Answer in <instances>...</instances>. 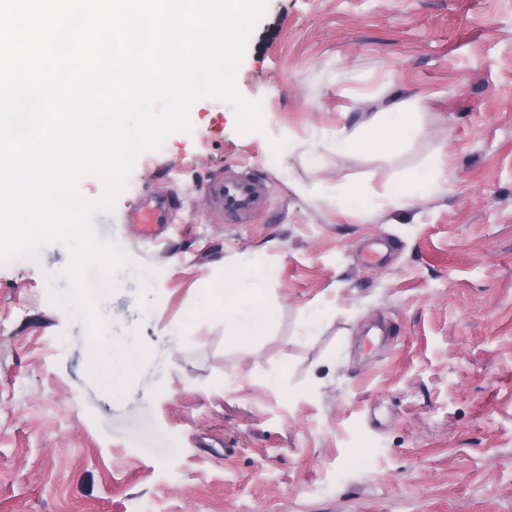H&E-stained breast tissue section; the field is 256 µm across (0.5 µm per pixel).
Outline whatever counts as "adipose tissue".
Wrapping results in <instances>:
<instances>
[{"label":"adipose tissue","instance_id":"ef3b65f1","mask_svg":"<svg viewBox=\"0 0 512 512\" xmlns=\"http://www.w3.org/2000/svg\"><path fill=\"white\" fill-rule=\"evenodd\" d=\"M417 131L412 113L398 109L387 113L376 136L361 138L354 134L340 135L336 138V148L340 151H388L392 149L396 137L410 138ZM242 277L241 271H229L221 285L204 295L201 308L208 315L223 318L232 340L249 345L260 339L268 320V309L261 292H246L240 288Z\"/></svg>","mask_w":512,"mask_h":512}]
</instances>
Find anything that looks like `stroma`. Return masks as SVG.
I'll list each match as a JSON object with an SVG mask.
<instances>
[{
    "label": "stroma",
    "mask_w": 512,
    "mask_h": 512,
    "mask_svg": "<svg viewBox=\"0 0 512 512\" xmlns=\"http://www.w3.org/2000/svg\"><path fill=\"white\" fill-rule=\"evenodd\" d=\"M236 82L263 131L198 101L94 218L152 273L150 309L133 268L97 304L150 351L124 392L51 297L68 249L0 264V512H512V0H269ZM396 104L416 136L337 152ZM234 171L271 202L220 224L199 188ZM161 185L163 244L124 221ZM233 269L250 346L196 312Z\"/></svg>",
    "instance_id": "1"
}]
</instances>
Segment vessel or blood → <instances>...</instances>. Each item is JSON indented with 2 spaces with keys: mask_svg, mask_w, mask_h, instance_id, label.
Segmentation results:
<instances>
[{
  "mask_svg": "<svg viewBox=\"0 0 512 512\" xmlns=\"http://www.w3.org/2000/svg\"><path fill=\"white\" fill-rule=\"evenodd\" d=\"M200 191L207 197L214 214L230 222L264 209L271 195L268 183L252 175L234 180L219 176L204 183ZM179 210L175 194L155 189L142 195L128 212L126 221L135 225L140 236L156 240L174 223Z\"/></svg>",
  "mask_w": 512,
  "mask_h": 512,
  "instance_id": "b4317fda",
  "label": "vessel or blood"
}]
</instances>
